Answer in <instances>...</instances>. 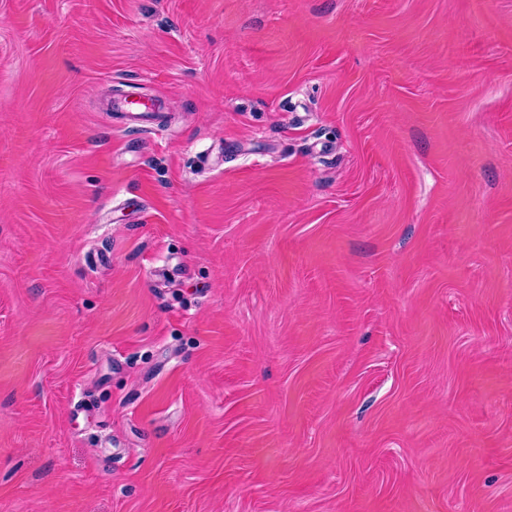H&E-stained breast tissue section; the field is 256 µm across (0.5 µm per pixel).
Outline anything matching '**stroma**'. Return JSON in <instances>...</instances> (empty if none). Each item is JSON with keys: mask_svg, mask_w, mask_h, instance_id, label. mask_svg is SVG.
<instances>
[{"mask_svg": "<svg viewBox=\"0 0 512 512\" xmlns=\"http://www.w3.org/2000/svg\"><path fill=\"white\" fill-rule=\"evenodd\" d=\"M0 512H512V0H0Z\"/></svg>", "mask_w": 512, "mask_h": 512, "instance_id": "1", "label": "stroma"}]
</instances>
